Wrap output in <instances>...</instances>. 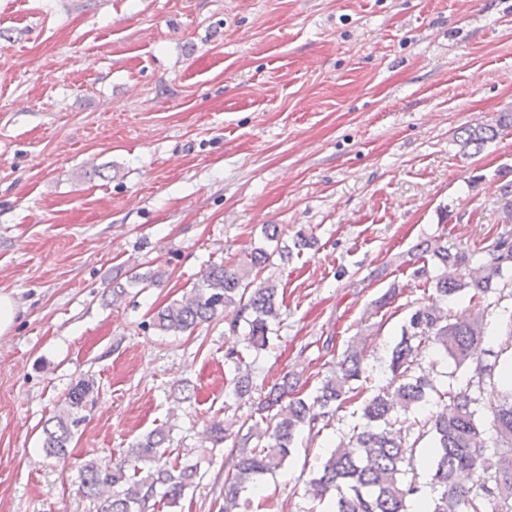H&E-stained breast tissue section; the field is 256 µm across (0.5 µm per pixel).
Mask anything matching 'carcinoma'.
<instances>
[{
	"instance_id": "cac0c4a2",
	"label": "carcinoma",
	"mask_w": 512,
	"mask_h": 512,
	"mask_svg": "<svg viewBox=\"0 0 512 512\" xmlns=\"http://www.w3.org/2000/svg\"><path fill=\"white\" fill-rule=\"evenodd\" d=\"M500 127L478 122L463 128L461 150H480L498 136ZM263 234L270 246L254 248L248 261L233 268L209 266L181 299L156 312L155 328L174 336L191 332L233 306L236 316L230 332L238 333L243 322L246 349H266L272 326L280 323V304L276 282L262 277V272L273 265L274 257L285 261L293 250L312 247L314 240L299 233L288 246L277 224L266 225ZM417 250L419 257L428 254L435 260L436 274L424 266L417 269V276L432 284L434 293L402 326L384 368L390 375L388 385L364 400L362 422L340 437L307 482L306 494L320 502L330 499L331 512H410L424 497L425 512H512V359L490 365L474 359L476 346L489 336L512 345V311H503L490 324L483 307L504 270L512 266V241L497 237L486 246L487 255L471 269L467 282L448 276V268L472 263L475 253L456 249L445 236L425 240ZM162 276L160 270L130 269L126 283L112 284V304L121 303L127 289L148 288ZM466 295L469 307L452 312L451 305ZM430 345L456 367L467 369L464 384L443 386L430 374L417 372L422 350ZM225 360L234 365L233 394L239 399L250 395L251 364L238 351L227 353ZM493 377L502 390L500 399L487 407L493 431L490 446L471 388ZM369 380L362 350L352 345L345 350L339 371L323 379L313 399L301 397L297 383L285 376L246 417L214 423L211 440L234 438L222 512H235L241 495L284 466L302 433L311 438L320 433L319 425H328L360 392L353 383ZM90 390L86 380L69 389L52 425L43 428L46 456H67ZM424 439L431 476L428 493L417 481L414 464ZM166 440L165 431L157 428L135 440L119 461L91 459L84 464L80 487L99 501L98 512H141L159 486L165 499L174 502L181 497L197 478V467L169 460Z\"/></svg>"
}]
</instances>
